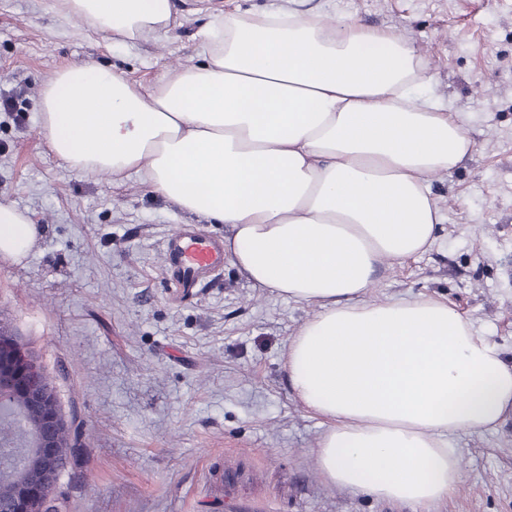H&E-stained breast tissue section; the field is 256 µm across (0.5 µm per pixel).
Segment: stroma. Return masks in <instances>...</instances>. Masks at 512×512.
<instances>
[{
  "label": "stroma",
  "instance_id": "1",
  "mask_svg": "<svg viewBox=\"0 0 512 512\" xmlns=\"http://www.w3.org/2000/svg\"><path fill=\"white\" fill-rule=\"evenodd\" d=\"M290 5L350 18L408 41L431 91L473 143L434 179L445 213L428 253L388 266L369 300L441 295L512 358V0H174L168 38L112 40L65 18L56 0H0V202L42 233L21 261L0 258V323L77 414L70 457L48 512H412L327 486L313 450L321 418L291 394L283 353L315 313L255 287L232 264L192 294L165 273L180 224L223 237L224 225L178 210L142 177L82 174L48 152L40 94L62 66L96 61L151 87L197 63L209 11L257 14ZM464 480L434 512H512V421L454 437Z\"/></svg>",
  "mask_w": 512,
  "mask_h": 512
}]
</instances>
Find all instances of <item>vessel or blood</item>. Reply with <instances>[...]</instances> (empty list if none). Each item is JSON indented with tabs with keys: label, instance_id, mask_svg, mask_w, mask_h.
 I'll return each mask as SVG.
<instances>
[{
	"label": "vessel or blood",
	"instance_id": "1",
	"mask_svg": "<svg viewBox=\"0 0 512 512\" xmlns=\"http://www.w3.org/2000/svg\"><path fill=\"white\" fill-rule=\"evenodd\" d=\"M164 254L170 277L182 293H192L224 269V241L182 225L168 234Z\"/></svg>",
	"mask_w": 512,
	"mask_h": 512
}]
</instances>
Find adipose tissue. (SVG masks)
I'll return each mask as SVG.
<instances>
[{
    "label": "adipose tissue",
    "instance_id": "adipose-tissue-1",
    "mask_svg": "<svg viewBox=\"0 0 512 512\" xmlns=\"http://www.w3.org/2000/svg\"><path fill=\"white\" fill-rule=\"evenodd\" d=\"M57 3L126 43L175 26L171 0ZM198 56L149 88L93 62L60 68L41 91L43 141L72 170L138 173L228 225L246 278L315 305L284 356L292 394L327 423L323 481L429 512L463 478L449 437L512 417V359L448 300L366 296L386 265L435 245L431 182L471 151L462 123L412 95L430 77L409 43L348 19L217 14ZM38 235L0 203V256L20 261Z\"/></svg>",
    "mask_w": 512,
    "mask_h": 512
}]
</instances>
